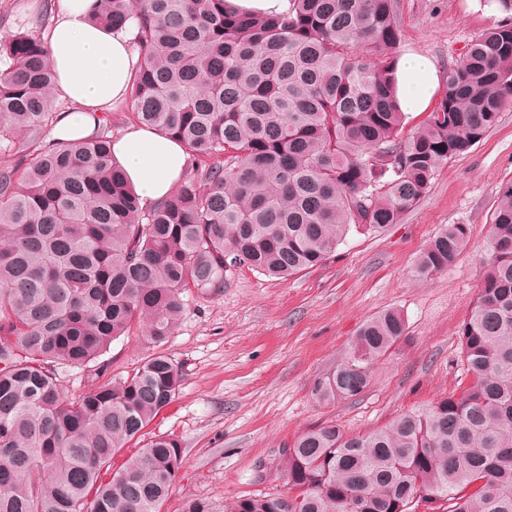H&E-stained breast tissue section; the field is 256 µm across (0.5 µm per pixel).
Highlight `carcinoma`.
Wrapping results in <instances>:
<instances>
[{
	"label": "carcinoma",
	"mask_w": 512,
	"mask_h": 512,
	"mask_svg": "<svg viewBox=\"0 0 512 512\" xmlns=\"http://www.w3.org/2000/svg\"><path fill=\"white\" fill-rule=\"evenodd\" d=\"M102 25L132 21L143 64L135 120L178 138L191 160L176 193L146 204L112 159V128L80 144L30 147L55 121L47 43L0 46V137L26 153L0 166V512H160L182 466L156 435L112 470L171 404L182 374L162 352L76 397L60 364L85 367L135 326L160 345L183 294L247 268L286 280L322 265L351 228L379 233L427 193L512 106V23L472 41L442 97L402 135L394 87L395 0H290L249 16L225 0H97ZM450 224L420 252L421 280L466 248ZM477 298L459 346L468 380L432 406L364 435L334 424L282 449L288 493L240 496L224 512H512V183L495 207ZM408 340L394 309L368 319L345 360L315 384L347 400L375 361Z\"/></svg>",
	"instance_id": "carcinoma-1"
}]
</instances>
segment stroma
<instances>
[{"label": "stroma", "instance_id": "stroma-1", "mask_svg": "<svg viewBox=\"0 0 512 512\" xmlns=\"http://www.w3.org/2000/svg\"><path fill=\"white\" fill-rule=\"evenodd\" d=\"M56 6L0 0V43L32 31L35 19ZM396 7L399 52L426 56L441 71L505 19L492 0H396ZM510 182L512 107L483 141L440 166L399 223L378 234L350 231L323 265L285 281L230 269L219 291L185 295L181 319L161 346L133 331L112 343L105 372L66 366L60 383L77 395L163 352L182 383L146 433L178 439L183 465L161 512H182L191 498L220 510L239 496L286 492V476L272 461L302 432L333 423L365 434L464 383L458 332L480 287L492 212ZM448 224L468 226L465 250L446 272L418 279L417 255ZM391 308L403 315L408 341L374 363L357 397L317 401L316 380L342 362L366 320Z\"/></svg>", "mask_w": 512, "mask_h": 512}]
</instances>
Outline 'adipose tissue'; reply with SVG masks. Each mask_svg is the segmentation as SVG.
I'll list each match as a JSON object with an SVG mask.
<instances>
[{
    "label": "adipose tissue",
    "instance_id": "obj_1",
    "mask_svg": "<svg viewBox=\"0 0 512 512\" xmlns=\"http://www.w3.org/2000/svg\"><path fill=\"white\" fill-rule=\"evenodd\" d=\"M92 0H58L47 34L50 61L57 74L55 94L67 102L54 123V137L80 143L92 137L102 113L128 96L134 73L142 63L127 30H112L89 18ZM396 96L406 114L429 111L440 88L431 59L404 54L395 65ZM112 158L131 188L153 203L171 196L180 185L187 163L186 149L175 138L140 125H129L114 139Z\"/></svg>",
    "mask_w": 512,
    "mask_h": 512
}]
</instances>
